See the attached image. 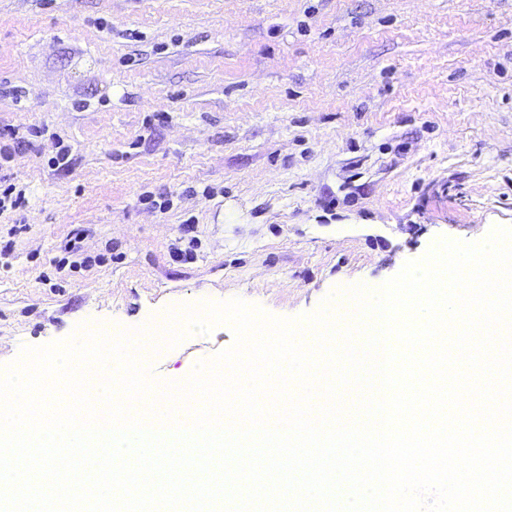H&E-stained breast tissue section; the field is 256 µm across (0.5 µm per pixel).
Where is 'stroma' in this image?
I'll return each mask as SVG.
<instances>
[{
  "mask_svg": "<svg viewBox=\"0 0 512 512\" xmlns=\"http://www.w3.org/2000/svg\"><path fill=\"white\" fill-rule=\"evenodd\" d=\"M4 146L0 370L206 302L297 318L512 227V0H0Z\"/></svg>",
  "mask_w": 512,
  "mask_h": 512,
  "instance_id": "obj_1",
  "label": "stroma"
}]
</instances>
